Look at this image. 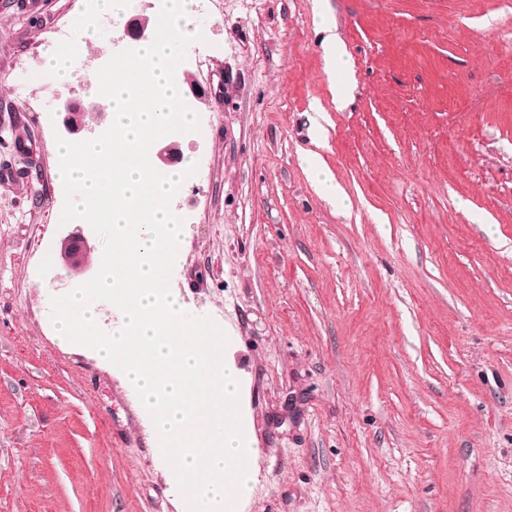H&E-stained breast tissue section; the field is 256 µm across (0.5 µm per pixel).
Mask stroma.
<instances>
[{"instance_id": "1", "label": "stroma", "mask_w": 512, "mask_h": 512, "mask_svg": "<svg viewBox=\"0 0 512 512\" xmlns=\"http://www.w3.org/2000/svg\"><path fill=\"white\" fill-rule=\"evenodd\" d=\"M93 3L0 0V512H181L132 387L51 319L84 283L59 239L85 236L94 273L104 249L61 220L56 105L87 99L112 46L75 56L78 82L23 77ZM313 3L205 0L185 55L221 107L189 100L206 136L174 138L197 172L171 203L170 289L244 381L241 512H512V0H326L340 112ZM322 0L315 1V19L320 28L327 33L322 49L325 60L326 71L329 75L330 90L334 97L336 111L344 110L348 103V90L344 89L340 79L336 77V71L349 72V60L343 46L336 39L335 34L330 33L328 18L322 9ZM306 163L310 174L322 186L324 193L335 198L342 207L347 208L346 197L343 195L338 183L326 171L320 157L317 154H313L306 159Z\"/></svg>"}]
</instances>
